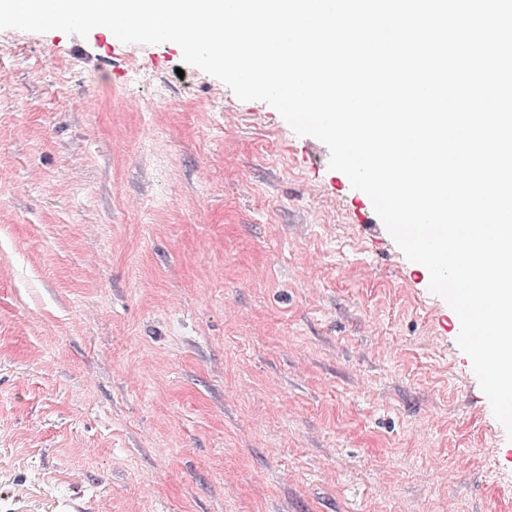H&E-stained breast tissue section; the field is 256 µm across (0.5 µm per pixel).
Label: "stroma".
I'll return each instance as SVG.
<instances>
[{
    "label": "stroma",
    "instance_id": "stroma-1",
    "mask_svg": "<svg viewBox=\"0 0 512 512\" xmlns=\"http://www.w3.org/2000/svg\"><path fill=\"white\" fill-rule=\"evenodd\" d=\"M0 70V512H512L458 316L276 109L103 27Z\"/></svg>",
    "mask_w": 512,
    "mask_h": 512
}]
</instances>
